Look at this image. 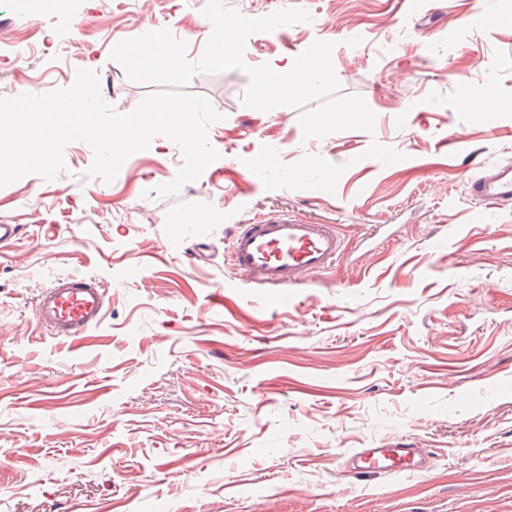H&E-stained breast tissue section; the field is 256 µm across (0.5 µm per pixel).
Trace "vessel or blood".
I'll return each mask as SVG.
<instances>
[{
	"label": "vessel or blood",
	"instance_id": "b4317fda",
	"mask_svg": "<svg viewBox=\"0 0 512 512\" xmlns=\"http://www.w3.org/2000/svg\"><path fill=\"white\" fill-rule=\"evenodd\" d=\"M471 200L485 205L512 201V164L469 180ZM342 251L332 224H308L287 212H275L243 225L233 235L230 265L267 288L299 283L303 275L331 267ZM110 298L106 285L92 276L68 274L42 288L36 316L55 337L76 340L103 323ZM356 473L412 474L425 470L417 449L398 444L391 448H360L351 456Z\"/></svg>",
	"mask_w": 512,
	"mask_h": 512
}]
</instances>
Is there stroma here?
Masks as SVG:
<instances>
[{"label": "stroma", "mask_w": 512, "mask_h": 512, "mask_svg": "<svg viewBox=\"0 0 512 512\" xmlns=\"http://www.w3.org/2000/svg\"><path fill=\"white\" fill-rule=\"evenodd\" d=\"M223 2L306 10L252 34L246 61L333 43L341 91L365 99L374 130L307 138L297 109L245 105L244 72L198 73L187 90L222 116L208 130L219 157L178 192L157 191L184 164L163 135L109 183L74 141L55 179L0 187V224L20 227L0 248V512H512V202L467 195L512 161V0ZM206 5L0 0V97L89 69L131 112L155 87L130 81L114 46L166 29L198 61ZM467 88L492 109L465 111ZM265 157L276 168L248 177ZM278 211L336 225L343 250L271 294L225 255L237 225ZM69 273L111 291L104 324L76 342L35 315L40 288ZM401 442L429 453L427 471L344 467Z\"/></svg>", "instance_id": "1"}]
</instances>
